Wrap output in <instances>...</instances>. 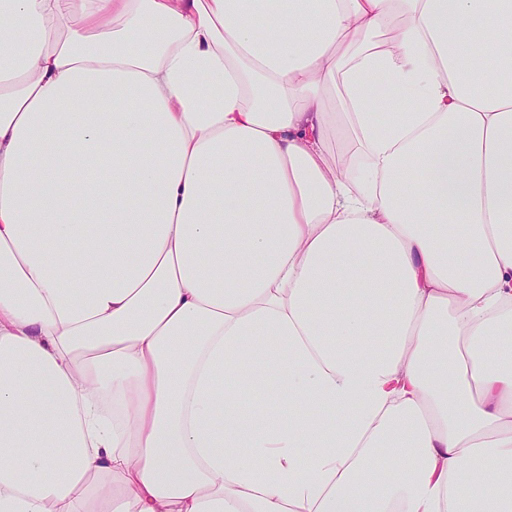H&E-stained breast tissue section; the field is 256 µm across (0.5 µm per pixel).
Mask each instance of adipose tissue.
Here are the masks:
<instances>
[{"mask_svg":"<svg viewBox=\"0 0 512 512\" xmlns=\"http://www.w3.org/2000/svg\"><path fill=\"white\" fill-rule=\"evenodd\" d=\"M0 512H512V0H0Z\"/></svg>","mask_w":512,"mask_h":512,"instance_id":"ef3b65f1","label":"adipose tissue"}]
</instances>
